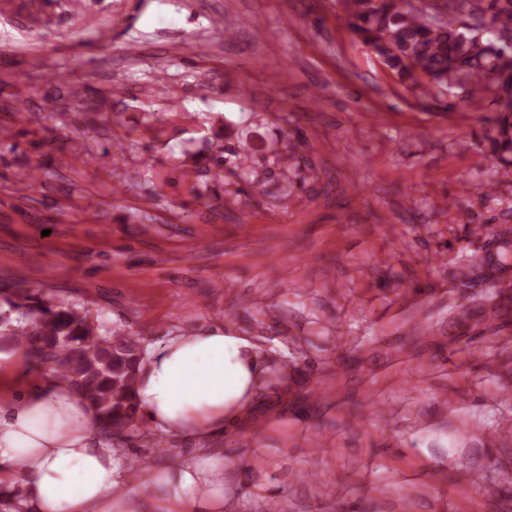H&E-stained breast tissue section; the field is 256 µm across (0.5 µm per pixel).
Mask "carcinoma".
Wrapping results in <instances>:
<instances>
[{
	"label": "carcinoma",
	"instance_id": "1",
	"mask_svg": "<svg viewBox=\"0 0 512 512\" xmlns=\"http://www.w3.org/2000/svg\"><path fill=\"white\" fill-rule=\"evenodd\" d=\"M452 11L483 19L484 12L503 30L512 29V0H447ZM351 33L401 81L414 87L447 85L460 78L469 100L489 99L495 106L491 153L512 165V49L483 40L454 20L433 26L425 12L406 0H344ZM28 322L15 330L17 343L42 369L72 384L90 403L104 432L119 436L134 427L139 364L137 339L120 332H99L89 314L64 303L50 305L33 294L3 298Z\"/></svg>",
	"mask_w": 512,
	"mask_h": 512
}]
</instances>
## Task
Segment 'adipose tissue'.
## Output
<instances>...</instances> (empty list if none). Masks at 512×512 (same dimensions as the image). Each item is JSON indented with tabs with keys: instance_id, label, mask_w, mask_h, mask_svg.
<instances>
[{
	"instance_id": "adipose-tissue-1",
	"label": "adipose tissue",
	"mask_w": 512,
	"mask_h": 512,
	"mask_svg": "<svg viewBox=\"0 0 512 512\" xmlns=\"http://www.w3.org/2000/svg\"><path fill=\"white\" fill-rule=\"evenodd\" d=\"M267 361L255 341L216 327L148 346L135 392L149 428L190 437L189 458L136 469L97 440L88 401L68 381L36 383L15 340L0 342V492L12 512H224L234 489L213 433L252 407Z\"/></svg>"
}]
</instances>
